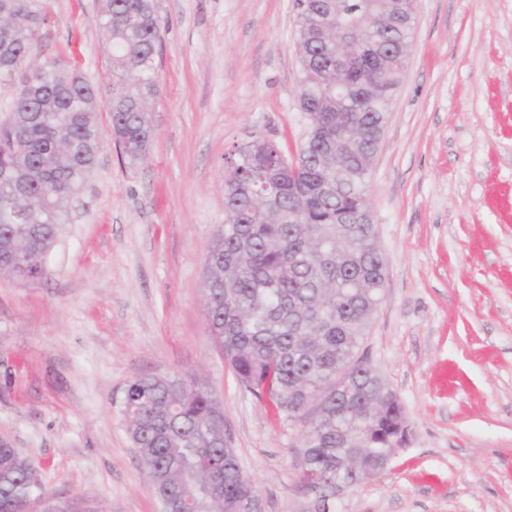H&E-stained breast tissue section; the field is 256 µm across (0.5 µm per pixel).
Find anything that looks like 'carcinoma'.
Returning <instances> with one entry per match:
<instances>
[{"label": "carcinoma", "mask_w": 512, "mask_h": 512, "mask_svg": "<svg viewBox=\"0 0 512 512\" xmlns=\"http://www.w3.org/2000/svg\"><path fill=\"white\" fill-rule=\"evenodd\" d=\"M296 35L311 129L295 167L262 136L237 148L224 173V223L212 234L203 281L208 335L241 387L278 416L304 424L297 484L336 499L396 454L404 419L393 390L360 353L381 304L385 259L372 223L368 178L412 44L408 0H296ZM49 0H0V83L13 103L0 121V267L20 283L46 275L45 253L71 198L92 171L104 132L96 94L62 60L37 61ZM111 48V136L141 161L159 93L164 25L155 0H101ZM355 41L336 98V41ZM123 412L161 512H239L257 492L224 430V410L189 375L146 374L126 388ZM39 480L0 442V512H20ZM48 512H92L84 498H54Z\"/></svg>", "instance_id": "obj_1"}]
</instances>
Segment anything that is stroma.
Instances as JSON below:
<instances>
[{"label":"stroma","mask_w":512,"mask_h":512,"mask_svg":"<svg viewBox=\"0 0 512 512\" xmlns=\"http://www.w3.org/2000/svg\"><path fill=\"white\" fill-rule=\"evenodd\" d=\"M153 136L136 164L104 138L46 256L0 279V437L43 491L159 512L128 435L127 385L193 375L219 400L262 512H306L303 428L239 385L206 329L204 257L237 147L297 155L308 131L295 0H156ZM99 0H51L40 60L94 87L108 126ZM385 256L363 349L409 440L337 512H512V0H415L406 71L369 177Z\"/></svg>","instance_id":"stroma-1"}]
</instances>
